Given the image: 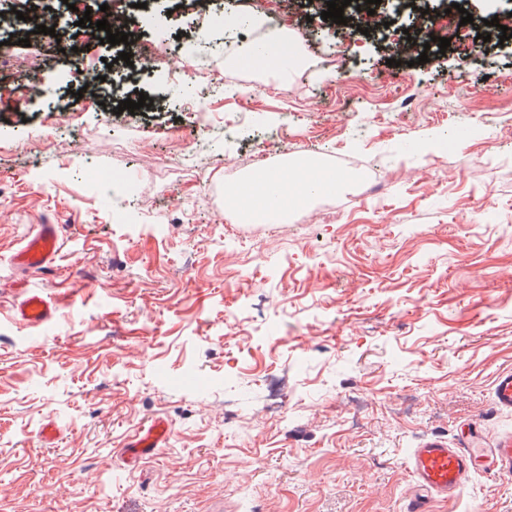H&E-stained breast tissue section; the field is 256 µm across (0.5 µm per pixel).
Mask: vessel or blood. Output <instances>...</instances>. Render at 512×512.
Listing matches in <instances>:
<instances>
[{
  "mask_svg": "<svg viewBox=\"0 0 512 512\" xmlns=\"http://www.w3.org/2000/svg\"><path fill=\"white\" fill-rule=\"evenodd\" d=\"M61 249L58 225L41 224L25 245L13 256L14 266L21 271L48 269ZM57 304L42 293L28 291L20 294L13 307L14 318L23 326L37 330L50 324L56 315ZM494 401L498 408L512 411V371L497 375L494 382ZM169 426L158 420L139 430L122 451L126 462L137 463L154 456L165 442ZM480 427L468 424L456 444L436 437L409 449L406 469L411 484L406 495L404 512H434L439 501L462 496L472 478L479 472L512 477V435L501 437L493 446L478 447Z\"/></svg>",
  "mask_w": 512,
  "mask_h": 512,
  "instance_id": "b4317fda",
  "label": "vessel or blood"
}]
</instances>
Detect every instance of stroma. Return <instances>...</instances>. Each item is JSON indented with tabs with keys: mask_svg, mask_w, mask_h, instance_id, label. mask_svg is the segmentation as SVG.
<instances>
[{
	"mask_svg": "<svg viewBox=\"0 0 512 512\" xmlns=\"http://www.w3.org/2000/svg\"><path fill=\"white\" fill-rule=\"evenodd\" d=\"M283 6L306 58L284 79L237 66L261 34L149 0L146 28L188 57L213 43L224 71L195 97L201 165L176 157L194 130L168 105L65 111L91 66L125 69L111 45L20 49L0 71V512H402L410 448L471 420L488 445L512 432L493 396L512 370V39L481 38L512 0H466L478 39L398 67L407 17L352 42ZM259 149L352 184L234 222L224 193ZM45 222L63 228L52 270L18 271ZM17 288L62 298L56 321L17 323ZM155 419L166 442L125 463ZM436 512H512V478L476 474ZM189 96L185 94V98L180 99L181 106L187 110V115L194 126L197 128L196 138L191 144V150L201 159L205 158L206 152V131L209 128V122L206 112L194 111L191 103L189 102Z\"/></svg>",
	"mask_w": 512,
	"mask_h": 512,
	"instance_id": "stroma-1",
	"label": "stroma"
}]
</instances>
